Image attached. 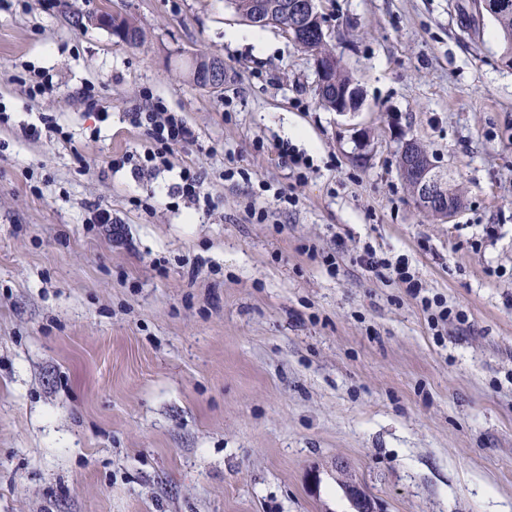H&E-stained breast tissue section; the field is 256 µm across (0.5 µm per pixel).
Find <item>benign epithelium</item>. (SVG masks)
Masks as SVG:
<instances>
[{
    "label": "benign epithelium",
    "instance_id": "benign-epithelium-1",
    "mask_svg": "<svg viewBox=\"0 0 512 512\" xmlns=\"http://www.w3.org/2000/svg\"><path fill=\"white\" fill-rule=\"evenodd\" d=\"M255 3L256 9L247 14L240 12L238 16L253 25L272 24L274 18L288 16V23L280 25V28L289 39L300 44L309 35L311 41L319 44V48L313 50L319 99L332 101V110L341 115L356 111L359 106L358 88L337 83L340 61L336 55L321 49L326 44L327 33L321 24L316 0H289L286 4L255 0ZM94 23L125 43L132 44L140 37V32L120 23L109 11L99 13ZM188 78L197 86L203 84L211 90H220L224 87V62L217 57L198 55L188 68ZM400 163L418 206L443 221L454 217L462 199L448 193V170L435 165L420 145L412 140L401 145Z\"/></svg>",
    "mask_w": 512,
    "mask_h": 512
}]
</instances>
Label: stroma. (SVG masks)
I'll list each match as a JSON object with an SVG mask.
<instances>
[{
	"mask_svg": "<svg viewBox=\"0 0 512 512\" xmlns=\"http://www.w3.org/2000/svg\"><path fill=\"white\" fill-rule=\"evenodd\" d=\"M469 4L320 0L352 116L320 104L312 55L278 27L264 50L225 41L253 30L226 0L0 7V512H355L353 486L376 512H512V70L491 19L463 28ZM106 8L140 43L70 22ZM202 53L222 90L186 78ZM30 66L53 93L29 98ZM146 87L193 127L172 161L210 210L168 207L175 169L112 171L147 143L129 121ZM43 113L71 141L27 139ZM409 139L454 179L450 222L400 176ZM366 245L466 323L435 333L359 264Z\"/></svg>",
	"mask_w": 512,
	"mask_h": 512,
	"instance_id": "obj_1",
	"label": "stroma"
}]
</instances>
